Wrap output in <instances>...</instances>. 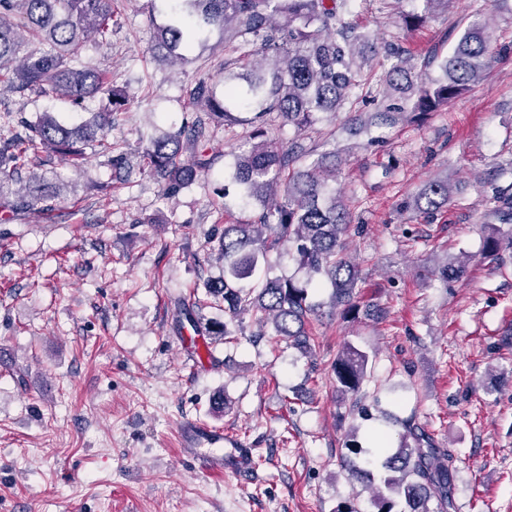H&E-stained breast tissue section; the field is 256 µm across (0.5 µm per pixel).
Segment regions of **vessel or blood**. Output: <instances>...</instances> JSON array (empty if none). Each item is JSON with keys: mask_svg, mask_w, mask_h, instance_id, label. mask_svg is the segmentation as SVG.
I'll return each instance as SVG.
<instances>
[{"mask_svg": "<svg viewBox=\"0 0 512 512\" xmlns=\"http://www.w3.org/2000/svg\"><path fill=\"white\" fill-rule=\"evenodd\" d=\"M177 442L183 457L193 461L198 472L209 478H220L228 463L248 469L252 454L240 444L231 442L223 428L196 419H186L177 427Z\"/></svg>", "mask_w": 512, "mask_h": 512, "instance_id": "obj_1", "label": "vessel or blood"}]
</instances>
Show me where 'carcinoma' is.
<instances>
[{
	"mask_svg": "<svg viewBox=\"0 0 512 512\" xmlns=\"http://www.w3.org/2000/svg\"><path fill=\"white\" fill-rule=\"evenodd\" d=\"M357 2L176 0L171 22L156 28L151 48L155 60L171 63L182 59L207 29H224V40L231 44L230 57L224 61V96L217 97L204 78L191 83L187 95L196 111L175 131L142 146V172L159 179L164 195H174L209 170L211 125L249 129L248 147L233 156L231 182L261 209L245 222L224 225L218 240L224 278L209 288V294L223 303L230 320L252 312L260 332L269 326L279 340L303 353L311 352L314 342L307 329L310 316L317 314L316 305L308 301L312 284L329 282L334 307L346 316L358 313L359 274L345 242L351 216L336 201V165L327 164L330 154L322 153L302 166L299 161L314 150L297 139L286 144L269 135L270 128L304 129L314 124L318 113L354 108L356 90L366 85L367 61L380 53L394 64L386 85L367 94L376 98L396 92L410 107L389 104L366 117L358 112L350 134L367 124L388 125L436 112L481 79L489 55L483 27L474 23L460 35L451 55L443 58L431 52L415 58L398 43H380L362 32L354 20ZM423 5L421 13L413 9L404 14L405 25L425 23L430 12L448 5V0H423ZM113 14L114 0H0V85L23 94L61 95L76 107L99 94L108 96L103 111L91 113L75 127L61 124L50 112L33 120H3L9 136L0 139L1 211L49 207L56 187L34 174L23 180L37 155L79 160L91 148L106 156L112 169L126 168V153L112 142V128L126 96L112 88L111 75L74 64L88 41L110 37ZM434 68L442 70L443 77L423 81ZM188 149L194 154L191 163L183 158ZM22 180L24 191L12 189ZM492 200L498 219L512 224V201L498 190ZM446 204L448 182L440 179L428 181L413 201L422 214ZM288 244L306 271L305 282L270 279L257 290L243 285L260 261ZM484 251L487 257L502 260V252L512 253V232L488 236ZM437 275L445 282L462 280L468 275L467 261H447ZM368 361L366 352L346 343L333 368L337 391L357 393ZM397 423L404 432L396 447L385 445L378 432L373 433L379 440L375 450L353 447L358 460L347 466L350 478L376 492L378 512H452V456L436 447L412 420Z\"/></svg>",
	"mask_w": 512,
	"mask_h": 512,
	"instance_id": "cac0c4a2",
	"label": "carcinoma"
}]
</instances>
